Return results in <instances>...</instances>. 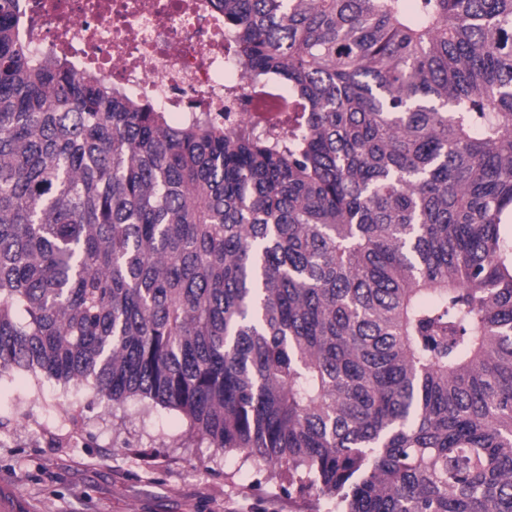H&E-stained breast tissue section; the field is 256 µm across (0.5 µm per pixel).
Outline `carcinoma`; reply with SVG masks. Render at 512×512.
<instances>
[{
	"instance_id": "obj_1",
	"label": "carcinoma",
	"mask_w": 512,
	"mask_h": 512,
	"mask_svg": "<svg viewBox=\"0 0 512 512\" xmlns=\"http://www.w3.org/2000/svg\"><path fill=\"white\" fill-rule=\"evenodd\" d=\"M209 4L288 146L0 0V378L174 410L329 512H512V0Z\"/></svg>"
}]
</instances>
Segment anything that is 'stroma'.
I'll list each match as a JSON object with an SVG mask.
<instances>
[{"mask_svg": "<svg viewBox=\"0 0 512 512\" xmlns=\"http://www.w3.org/2000/svg\"><path fill=\"white\" fill-rule=\"evenodd\" d=\"M0 501L9 512H327L241 453L207 447L176 411L23 373L0 378Z\"/></svg>", "mask_w": 512, "mask_h": 512, "instance_id": "stroma-1", "label": "stroma"}]
</instances>
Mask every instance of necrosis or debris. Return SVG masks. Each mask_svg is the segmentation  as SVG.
I'll return each instance as SVG.
<instances>
[{
  "mask_svg": "<svg viewBox=\"0 0 512 512\" xmlns=\"http://www.w3.org/2000/svg\"><path fill=\"white\" fill-rule=\"evenodd\" d=\"M29 52H58L97 69L176 121L204 119L229 134L297 126L288 93L243 76L226 48L224 17L207 0H27Z\"/></svg>",
  "mask_w": 512,
  "mask_h": 512,
  "instance_id": "1",
  "label": "necrosis or debris"
}]
</instances>
